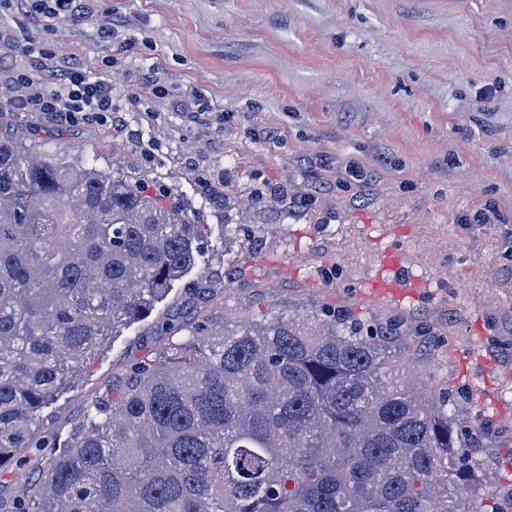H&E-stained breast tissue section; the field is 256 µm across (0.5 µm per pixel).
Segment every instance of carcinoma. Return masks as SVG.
Here are the masks:
<instances>
[{
    "label": "carcinoma",
    "mask_w": 512,
    "mask_h": 512,
    "mask_svg": "<svg viewBox=\"0 0 512 512\" xmlns=\"http://www.w3.org/2000/svg\"><path fill=\"white\" fill-rule=\"evenodd\" d=\"M207 237L170 194L0 133V470L36 474L0 512H512L453 395L409 377L401 326L331 306L168 323L182 342L46 425Z\"/></svg>",
    "instance_id": "carcinoma-1"
}]
</instances>
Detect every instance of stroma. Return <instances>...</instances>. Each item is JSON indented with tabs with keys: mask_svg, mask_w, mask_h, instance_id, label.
I'll use <instances>...</instances> for the list:
<instances>
[{
	"mask_svg": "<svg viewBox=\"0 0 512 512\" xmlns=\"http://www.w3.org/2000/svg\"><path fill=\"white\" fill-rule=\"evenodd\" d=\"M73 68L111 83L106 121L18 108L13 75L48 91ZM0 131L174 191L210 228L204 294L174 288L49 416L166 347L157 320L333 304L399 322L512 483V240L468 221L512 223V0H89L48 21L0 0ZM387 251L426 287L376 298Z\"/></svg>",
	"mask_w": 512,
	"mask_h": 512,
	"instance_id": "obj_1",
	"label": "stroma"
}]
</instances>
